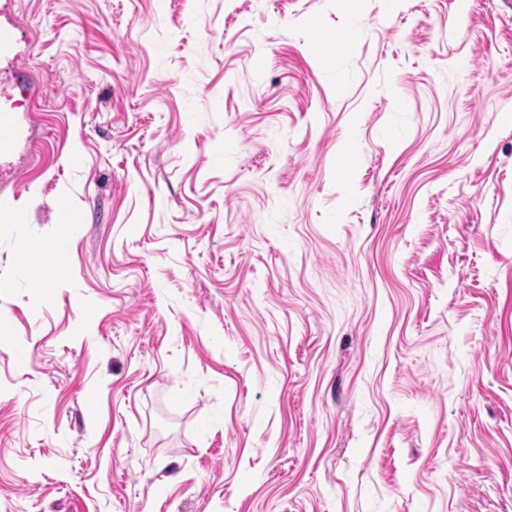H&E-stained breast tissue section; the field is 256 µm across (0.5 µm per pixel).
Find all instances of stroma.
<instances>
[{
    "mask_svg": "<svg viewBox=\"0 0 512 512\" xmlns=\"http://www.w3.org/2000/svg\"><path fill=\"white\" fill-rule=\"evenodd\" d=\"M1 25L0 512H512L504 0ZM0 157L11 158L19 138L18 124L10 111L0 110Z\"/></svg>",
    "mask_w": 512,
    "mask_h": 512,
    "instance_id": "obj_1",
    "label": "stroma"
}]
</instances>
